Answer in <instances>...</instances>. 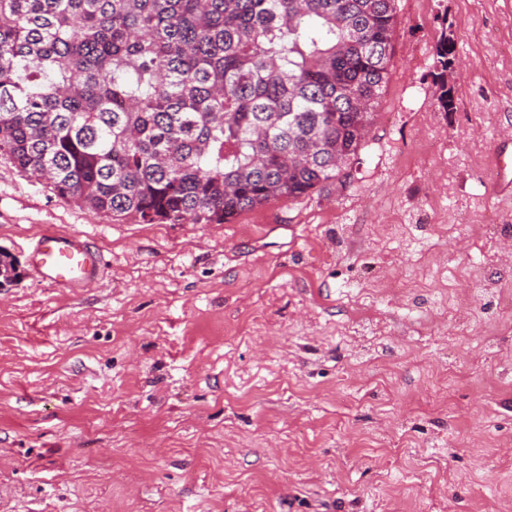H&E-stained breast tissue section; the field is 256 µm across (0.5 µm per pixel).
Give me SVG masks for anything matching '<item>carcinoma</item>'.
I'll list each match as a JSON object with an SVG mask.
<instances>
[{"label": "carcinoma", "mask_w": 512, "mask_h": 512, "mask_svg": "<svg viewBox=\"0 0 512 512\" xmlns=\"http://www.w3.org/2000/svg\"><path fill=\"white\" fill-rule=\"evenodd\" d=\"M396 29L395 0H0V159L118 220L228 223L348 176Z\"/></svg>", "instance_id": "carcinoma-1"}]
</instances>
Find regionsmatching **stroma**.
Here are the masks:
<instances>
[{"label": "stroma", "instance_id": "1", "mask_svg": "<svg viewBox=\"0 0 512 512\" xmlns=\"http://www.w3.org/2000/svg\"><path fill=\"white\" fill-rule=\"evenodd\" d=\"M396 4L371 132L309 196L120 222L0 160V512H512V0ZM41 231L104 278L36 282ZM448 45H450L448 35L445 33L441 34L436 49L437 63L441 71L436 74V77L439 79L442 88L439 101L444 112H450L454 109V99L451 91L448 90V81L446 80L448 67L453 63V58L450 57L452 55V50H448Z\"/></svg>", "mask_w": 512, "mask_h": 512}]
</instances>
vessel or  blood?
Wrapping results in <instances>:
<instances>
[{
	"label": "vessel or blood",
	"instance_id": "1",
	"mask_svg": "<svg viewBox=\"0 0 512 512\" xmlns=\"http://www.w3.org/2000/svg\"><path fill=\"white\" fill-rule=\"evenodd\" d=\"M35 277L56 288H86L102 278L107 262L81 235L44 231L29 251Z\"/></svg>",
	"mask_w": 512,
	"mask_h": 512
}]
</instances>
